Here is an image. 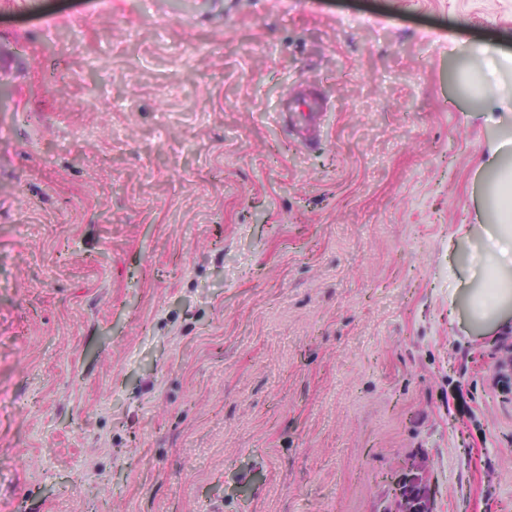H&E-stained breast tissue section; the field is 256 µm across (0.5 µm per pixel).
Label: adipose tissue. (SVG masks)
<instances>
[{"label":"adipose tissue","mask_w":512,"mask_h":512,"mask_svg":"<svg viewBox=\"0 0 512 512\" xmlns=\"http://www.w3.org/2000/svg\"><path fill=\"white\" fill-rule=\"evenodd\" d=\"M500 216L489 235V250L494 258L486 266V280L471 297L472 316L493 330L512 329V320L500 312L512 301V171L502 173L492 189Z\"/></svg>","instance_id":"adipose-tissue-1"}]
</instances>
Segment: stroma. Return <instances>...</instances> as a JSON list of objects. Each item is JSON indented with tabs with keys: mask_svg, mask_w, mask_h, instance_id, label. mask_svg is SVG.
Listing matches in <instances>:
<instances>
[{
	"mask_svg": "<svg viewBox=\"0 0 512 512\" xmlns=\"http://www.w3.org/2000/svg\"><path fill=\"white\" fill-rule=\"evenodd\" d=\"M503 55L512 0H0V512H512ZM500 216L499 224L489 233L488 251L494 259L486 264V280L471 297L472 316L489 325L493 331H510L509 318H501L500 311L512 301V171L502 173L492 188ZM511 267V274L509 268ZM392 491L406 505L407 512L430 511L428 494L413 478L404 476L394 479Z\"/></svg>",
	"mask_w": 512,
	"mask_h": 512,
	"instance_id": "1",
	"label": "stroma"
}]
</instances>
